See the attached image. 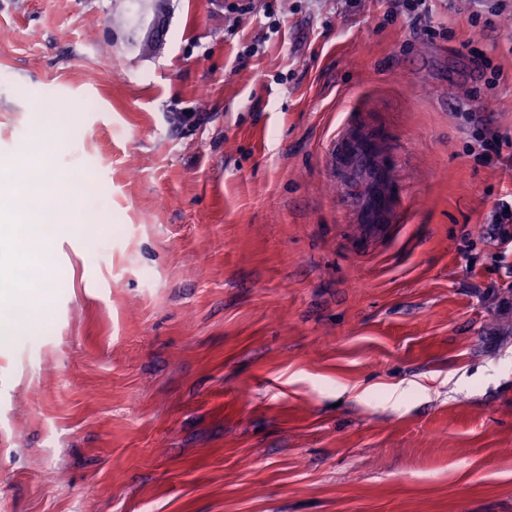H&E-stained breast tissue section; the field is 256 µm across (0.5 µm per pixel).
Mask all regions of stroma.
<instances>
[{
  "label": "stroma",
  "instance_id": "35a3bbf8",
  "mask_svg": "<svg viewBox=\"0 0 512 512\" xmlns=\"http://www.w3.org/2000/svg\"><path fill=\"white\" fill-rule=\"evenodd\" d=\"M251 5L0 0V166L55 139L84 183L35 326L0 226V512H512V31ZM353 111L405 191L373 242L329 154Z\"/></svg>",
  "mask_w": 512,
  "mask_h": 512
}]
</instances>
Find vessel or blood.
Masks as SVG:
<instances>
[{
    "instance_id": "obj_1",
    "label": "vessel or blood",
    "mask_w": 512,
    "mask_h": 512,
    "mask_svg": "<svg viewBox=\"0 0 512 512\" xmlns=\"http://www.w3.org/2000/svg\"><path fill=\"white\" fill-rule=\"evenodd\" d=\"M331 156L348 185L359 181L370 184L368 195L357 198L355 221L365 237L382 234L399 219L398 197L391 170L380 155L377 136L360 128L353 120L337 131Z\"/></svg>"
}]
</instances>
